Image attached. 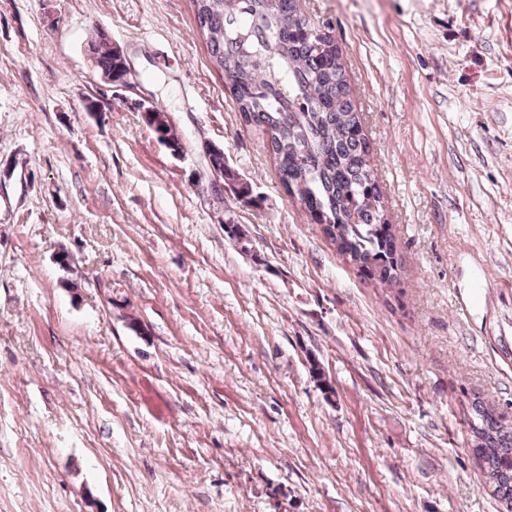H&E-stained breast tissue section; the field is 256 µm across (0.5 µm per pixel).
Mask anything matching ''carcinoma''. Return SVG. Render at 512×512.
Wrapping results in <instances>:
<instances>
[{
	"label": "carcinoma",
	"mask_w": 512,
	"mask_h": 512,
	"mask_svg": "<svg viewBox=\"0 0 512 512\" xmlns=\"http://www.w3.org/2000/svg\"><path fill=\"white\" fill-rule=\"evenodd\" d=\"M196 28L213 67L225 77L243 123L263 135L292 202L304 209L336 253L380 288L399 283L395 234L385 194L350 97L342 55L299 10L297 0H192ZM89 50L102 77L128 76L124 56L102 32ZM143 120L170 152L182 142L159 103ZM211 167L238 199L251 185L209 149ZM472 452L492 477V493L512 505V428L473 402Z\"/></svg>",
	"instance_id": "cac0c4a2"
}]
</instances>
